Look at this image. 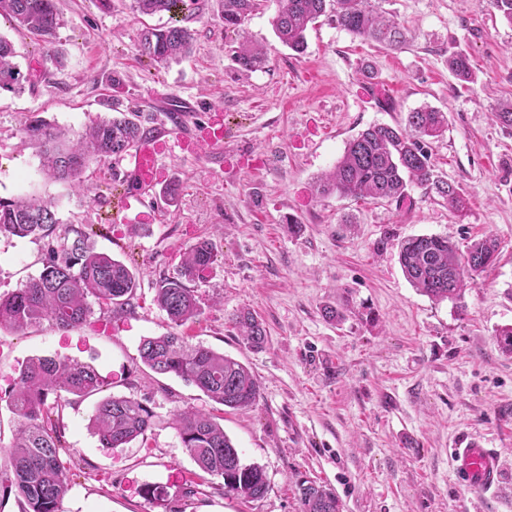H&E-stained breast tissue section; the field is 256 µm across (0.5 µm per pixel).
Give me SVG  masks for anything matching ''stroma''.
Wrapping results in <instances>:
<instances>
[{
  "label": "stroma",
  "mask_w": 512,
  "mask_h": 512,
  "mask_svg": "<svg viewBox=\"0 0 512 512\" xmlns=\"http://www.w3.org/2000/svg\"><path fill=\"white\" fill-rule=\"evenodd\" d=\"M58 8L49 46L0 17V35L30 79L23 91H0V199L50 200L58 218L45 239L0 236V294L37 276L49 246L80 229L94 230L96 250L125 262L139 286L130 311L95 310L78 330L46 322L0 330V443L16 426L6 397L33 357L91 364L108 381L106 395L145 400L154 414L145 442L105 448L88 426L97 396L71 398L62 411L70 468L62 512H300L302 480L334 492L343 512H512V356L496 339L512 325V128L494 117L512 99V26L489 0H385L407 30L398 50L323 16L300 55L274 34L276 0H263L244 24L268 55L254 72L232 57L219 0L179 14L192 50L165 68L141 57L137 43L169 15L138 14L132 0H58ZM456 53L470 59V82L448 69ZM423 106L448 116L430 152L438 175L463 189V211L415 185L400 204L316 194L317 178L358 132ZM171 110L222 122L229 135L219 151L170 154L175 201L144 197L138 218L125 221L112 209L128 189L121 158L89 165L77 188L44 177L26 136L38 117L80 131L121 112L150 127ZM292 218L300 232H289ZM422 234L461 246L493 235L499 261L461 301L434 303L398 259L400 242ZM201 239L222 260L196 281L204 303L179 333L250 368L261 397L248 411L224 408L139 357L143 338L171 330L157 288L182 248ZM342 303L352 310L343 323L325 319V307ZM244 309L265 323L263 349L246 347L232 325ZM185 408L213 413L243 462L264 469V497L229 495L221 477L198 469L173 426ZM464 437L501 451L495 494L456 482L448 446ZM154 484L167 486L169 506L144 497Z\"/></svg>",
  "instance_id": "stroma-1"
}]
</instances>
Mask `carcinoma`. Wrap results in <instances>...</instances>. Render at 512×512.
Wrapping results in <instances>:
<instances>
[{"mask_svg": "<svg viewBox=\"0 0 512 512\" xmlns=\"http://www.w3.org/2000/svg\"><path fill=\"white\" fill-rule=\"evenodd\" d=\"M142 14L188 10L195 0H134ZM224 30L238 36L234 60L244 71L263 68L266 51L254 45L243 28L246 18L261 0H220ZM382 0H277L274 31L282 44L301 53L305 32L328 12L343 29L391 50L402 47L405 33L394 18L385 16ZM6 14L17 27L45 44L52 43L60 26L56 0H0V16ZM193 41L192 31L175 23L147 30L138 43L140 56L165 66L185 57ZM13 44L0 36V90L19 91L29 78L13 62ZM448 70L468 81L471 69L463 55L448 59ZM447 115L424 107L407 114L405 125L371 126L348 141L334 168L317 181L320 196L365 198L374 202L401 203L407 186L415 183L433 193L448 209L464 208L462 189L435 172L429 140L442 135ZM149 130L122 117L102 119L72 136L49 127L40 119L26 129L29 140L41 147L42 166L56 180L73 181L93 162L120 156ZM58 223L51 208L35 200H0V235L18 238L49 237ZM90 235L75 231L72 241L50 247L43 270L23 287L0 296V329L23 330L45 321L63 330L83 326L93 314L91 302L112 314L128 311L137 288L135 273L124 262L95 250ZM499 242L486 235L461 251L446 237L412 236L400 245L399 262L408 282L431 301L456 302L475 277L492 266ZM218 255L212 242L200 240L185 248L180 268L164 278L156 302L178 328L201 311V298L190 284L212 268ZM243 343L264 348L267 331L251 310L232 319ZM142 362L158 374L175 375L197 387L207 398L231 410L257 404L260 386L240 361L202 345L186 344L174 332L146 337L139 348ZM105 386L93 367L69 358L36 357L21 368L8 394L7 405L18 419L12 444L0 448L4 465L0 483L8 482L26 505L25 512H62L69 475L60 450L62 402L68 395L85 398ZM153 412L141 400L109 396L100 400L89 427L100 443L118 448L143 438L151 427ZM175 429L183 448L198 467L224 480V489L237 496L263 497L269 483L263 468L245 464L224 427L208 413L183 409L175 414ZM301 512H342L336 495L313 481L298 484Z\"/></svg>", "mask_w": 512, "mask_h": 512, "instance_id": "obj_1", "label": "carcinoma"}]
</instances>
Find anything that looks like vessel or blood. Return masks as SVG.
<instances>
[{
    "instance_id": "obj_1",
    "label": "vessel or blood",
    "mask_w": 512,
    "mask_h": 512,
    "mask_svg": "<svg viewBox=\"0 0 512 512\" xmlns=\"http://www.w3.org/2000/svg\"><path fill=\"white\" fill-rule=\"evenodd\" d=\"M225 137L223 125L206 123L185 130L177 116L164 115L157 120L154 132L133 144L125 156L131 191L122 201L123 209H132L144 194L162 185L168 175L165 159L171 147L193 155L205 146L222 148ZM448 462L459 483L469 490L488 493L502 481L504 465L499 450L485 447L480 439L454 443L448 450Z\"/></svg>"
}]
</instances>
